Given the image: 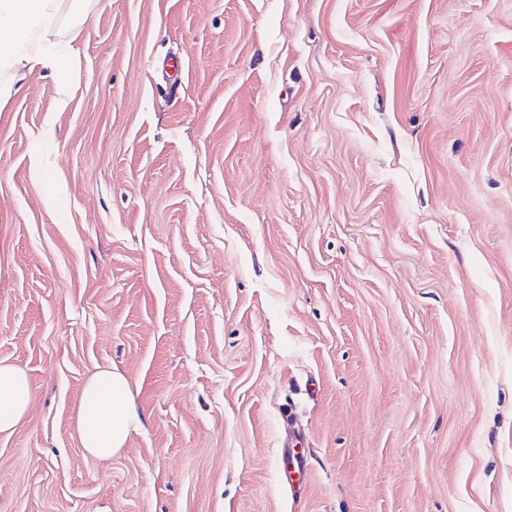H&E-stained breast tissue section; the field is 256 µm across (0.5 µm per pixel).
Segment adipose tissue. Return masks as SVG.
I'll use <instances>...</instances> for the list:
<instances>
[{"instance_id":"1","label":"adipose tissue","mask_w":512,"mask_h":512,"mask_svg":"<svg viewBox=\"0 0 512 512\" xmlns=\"http://www.w3.org/2000/svg\"><path fill=\"white\" fill-rule=\"evenodd\" d=\"M89 0H0V99L9 97L16 73L27 64L63 63L50 51L49 35L59 22L79 27L87 17ZM26 372L0 362V434L11 433L30 404ZM142 425L128 378L115 369H101L86 381L76 430L82 448L108 459L125 447L131 431Z\"/></svg>"}]
</instances>
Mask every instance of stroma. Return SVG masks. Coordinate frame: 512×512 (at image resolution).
Here are the masks:
<instances>
[{"label": "stroma", "instance_id": "obj_1", "mask_svg": "<svg viewBox=\"0 0 512 512\" xmlns=\"http://www.w3.org/2000/svg\"><path fill=\"white\" fill-rule=\"evenodd\" d=\"M58 50L0 101V512H512V0H91ZM26 372L13 364L0 362V434L11 433L30 404ZM142 422L130 382L122 372L100 369L88 378L81 394L76 430L89 455L102 460L112 458Z\"/></svg>", "mask_w": 512, "mask_h": 512}]
</instances>
